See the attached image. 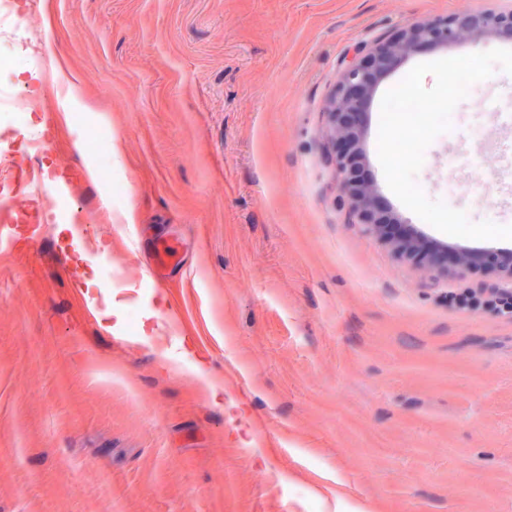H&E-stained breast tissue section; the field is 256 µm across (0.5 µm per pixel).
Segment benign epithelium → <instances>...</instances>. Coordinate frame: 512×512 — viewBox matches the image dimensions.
Returning a JSON list of instances; mask_svg holds the SVG:
<instances>
[{
    "instance_id": "obj_1",
    "label": "benign epithelium",
    "mask_w": 512,
    "mask_h": 512,
    "mask_svg": "<svg viewBox=\"0 0 512 512\" xmlns=\"http://www.w3.org/2000/svg\"><path fill=\"white\" fill-rule=\"evenodd\" d=\"M490 38L512 40V9L477 12L458 10L445 18L407 24L389 36L363 46L358 57L339 71L329 102L327 135L333 144L336 177L348 200L353 223L390 242L402 255L448 272L475 271L488 266L512 282V254L502 251L453 247L440 258L438 251L408 235L389 240L385 228L401 220L383 210L374 188L358 173L363 163L361 119L368 111L380 81L422 47L446 48L458 41L474 45Z\"/></svg>"
}]
</instances>
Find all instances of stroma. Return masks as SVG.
I'll return each instance as SVG.
<instances>
[{"mask_svg":"<svg viewBox=\"0 0 512 512\" xmlns=\"http://www.w3.org/2000/svg\"><path fill=\"white\" fill-rule=\"evenodd\" d=\"M462 8L512 0H11L0 20H32L37 47L0 70L30 105L25 127L0 122V181L72 184L35 198L60 216L39 239L8 224L0 241V512H512V319L458 302L505 282L419 267L351 223L325 135L345 56ZM498 46L420 50L363 117L365 181L430 243L512 250L399 201L380 97L417 64ZM488 99L512 112V75L477 82L416 178L512 225L504 155L490 198L446 186ZM41 135V154L21 149ZM160 243L180 261L159 283ZM67 265L96 285L73 288Z\"/></svg>","mask_w":512,"mask_h":512,"instance_id":"1","label":"stroma"}]
</instances>
